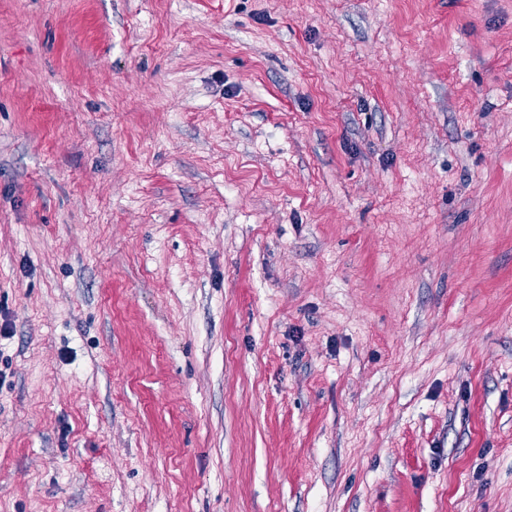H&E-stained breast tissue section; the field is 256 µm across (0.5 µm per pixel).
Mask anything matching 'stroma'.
<instances>
[{
	"label": "stroma",
	"mask_w": 512,
	"mask_h": 512,
	"mask_svg": "<svg viewBox=\"0 0 512 512\" xmlns=\"http://www.w3.org/2000/svg\"><path fill=\"white\" fill-rule=\"evenodd\" d=\"M0 512H512V0H0Z\"/></svg>",
	"instance_id": "1"
}]
</instances>
